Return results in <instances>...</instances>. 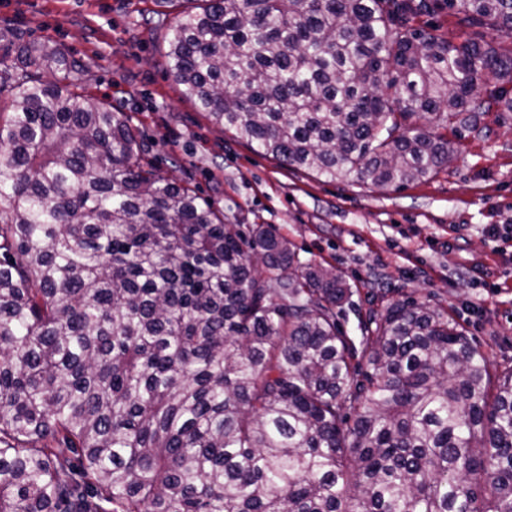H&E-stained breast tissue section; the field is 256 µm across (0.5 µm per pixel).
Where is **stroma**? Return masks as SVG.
<instances>
[{"label": "stroma", "mask_w": 512, "mask_h": 512, "mask_svg": "<svg viewBox=\"0 0 512 512\" xmlns=\"http://www.w3.org/2000/svg\"><path fill=\"white\" fill-rule=\"evenodd\" d=\"M168 27L155 0H0V51L12 32L61 45L86 69L87 90L130 117L162 175L225 223L265 225L301 260L342 274L353 291L346 335L413 298L446 310L492 369L512 366V112L486 113L478 130L452 138L451 162L427 180L330 181L211 124L167 69Z\"/></svg>", "instance_id": "1"}]
</instances>
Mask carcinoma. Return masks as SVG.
I'll use <instances>...</instances> for the list:
<instances>
[{"label": "carcinoma", "instance_id": "carcinoma-1", "mask_svg": "<svg viewBox=\"0 0 512 512\" xmlns=\"http://www.w3.org/2000/svg\"><path fill=\"white\" fill-rule=\"evenodd\" d=\"M200 2L169 72L283 166L401 187L448 166L438 129L512 111V0ZM442 11L495 39L409 26ZM9 42L0 512H512V367L416 300L354 341L342 276L144 162L61 46Z\"/></svg>", "mask_w": 512, "mask_h": 512}]
</instances>
